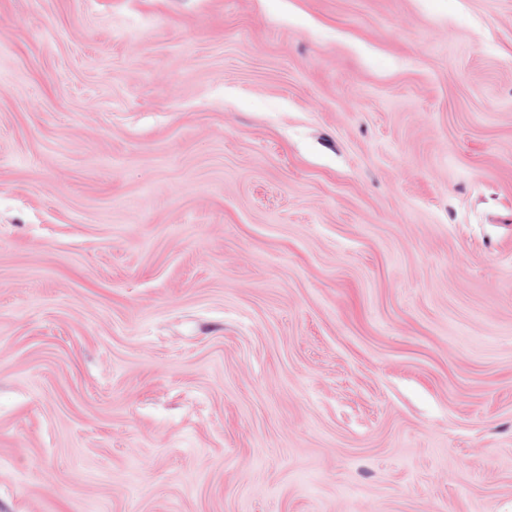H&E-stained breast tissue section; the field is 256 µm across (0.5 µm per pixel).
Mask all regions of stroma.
Segmentation results:
<instances>
[{
  "mask_svg": "<svg viewBox=\"0 0 512 512\" xmlns=\"http://www.w3.org/2000/svg\"><path fill=\"white\" fill-rule=\"evenodd\" d=\"M0 512H512V0H0Z\"/></svg>",
  "mask_w": 512,
  "mask_h": 512,
  "instance_id": "stroma-1",
  "label": "stroma"
}]
</instances>
